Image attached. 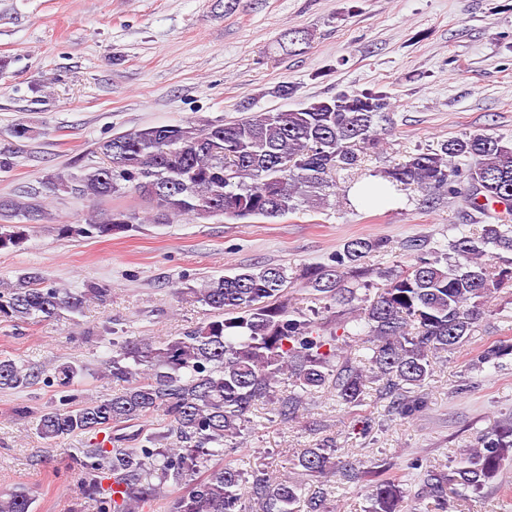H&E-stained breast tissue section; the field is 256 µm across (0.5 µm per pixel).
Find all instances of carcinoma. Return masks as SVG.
Returning a JSON list of instances; mask_svg holds the SVG:
<instances>
[{"instance_id": "1", "label": "carcinoma", "mask_w": 512, "mask_h": 512, "mask_svg": "<svg viewBox=\"0 0 512 512\" xmlns=\"http://www.w3.org/2000/svg\"><path fill=\"white\" fill-rule=\"evenodd\" d=\"M303 30H290L281 50L300 54L308 44ZM390 97L378 89L350 90L305 108L254 112L227 123L186 120L118 133L97 143L98 163L79 173L58 171L46 179L52 196L67 194L94 203L135 194L149 202L150 215L113 209L90 216L83 224H60L63 238L110 237L136 224H171L177 217L228 220H273L298 210V199L328 184L332 174L358 166L356 149L379 144V123L390 120ZM396 189L415 185L430 203L455 193L463 175L464 201L488 212L482 229L463 232L450 243L451 253L428 247L418 238L403 248L415 262L400 270L379 271L384 280L376 297L357 295L355 281L365 274L362 261L385 247L384 241L355 238L336 253L330 266L305 269L303 280L318 298L351 305L363 322L366 348L356 364L341 355L348 330L326 338L317 323L305 318L287 298V268L254 265L181 295L209 308L202 325L155 342L135 337L124 341L104 362V374L121 385L110 395L79 399L71 386L83 367L62 362L52 378L61 389L55 404L35 422L47 442L69 435L114 434L77 457L86 495L98 512H140L166 501L167 512H245L239 486L242 472L224 461L225 448L250 422L261 402L277 399L286 421L298 417L305 398L330 388L347 407L364 401L368 384L382 382L394 396L393 408L409 416L419 399L399 398L405 386H421L433 358L455 349L483 318L492 295L512 288V142L487 134H463L437 148L408 156L381 172ZM23 224H0V251L16 249L31 224L55 219L44 196L27 200L0 197V218ZM108 289L90 285L72 291L45 281L30 269L0 293V319L20 324L81 316L88 304L103 302ZM512 354L496 345L478 358L483 364ZM45 369L0 357V390L21 391L36 384ZM292 387L276 394L283 380ZM160 416L165 434H116L117 428ZM173 435L181 443L164 448ZM512 457V418L480 436L479 446L455 459L451 472H424L422 494L432 512H447L449 499L461 501L494 482L503 462ZM302 475L320 480L336 473L371 482L368 512H405L406 491L397 478L359 471L336 459L329 448H307L298 457ZM108 485H103L104 481ZM252 497L266 512H320L321 499L305 496V483L289 476L273 479L254 473ZM34 499L23 489L0 495V512H34Z\"/></svg>"}]
</instances>
